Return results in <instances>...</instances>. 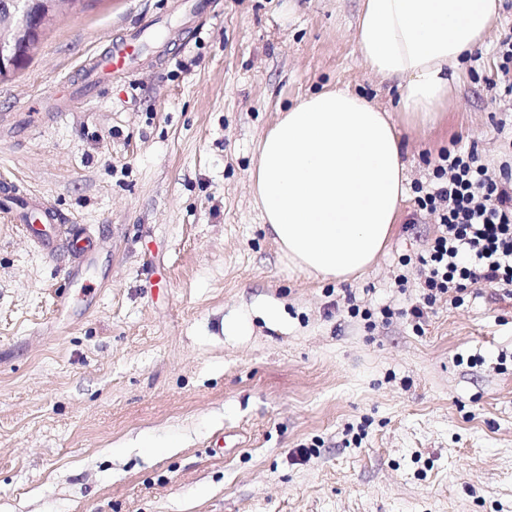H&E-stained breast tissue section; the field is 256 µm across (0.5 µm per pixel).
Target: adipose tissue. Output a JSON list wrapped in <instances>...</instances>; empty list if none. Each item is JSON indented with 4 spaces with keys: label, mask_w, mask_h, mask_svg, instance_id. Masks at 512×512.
Here are the masks:
<instances>
[{
    "label": "adipose tissue",
    "mask_w": 512,
    "mask_h": 512,
    "mask_svg": "<svg viewBox=\"0 0 512 512\" xmlns=\"http://www.w3.org/2000/svg\"><path fill=\"white\" fill-rule=\"evenodd\" d=\"M499 7L500 0H363L361 60L399 81L398 109L408 125L434 119ZM250 180L262 221L293 266L347 280L387 246L407 177L387 111L330 90L280 113L259 142Z\"/></svg>",
    "instance_id": "ef3b65f1"
}]
</instances>
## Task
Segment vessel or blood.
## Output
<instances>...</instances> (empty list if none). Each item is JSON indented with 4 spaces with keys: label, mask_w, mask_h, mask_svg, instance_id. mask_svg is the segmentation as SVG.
Listing matches in <instances>:
<instances>
[{
    "label": "vessel or blood",
    "mask_w": 512,
    "mask_h": 512,
    "mask_svg": "<svg viewBox=\"0 0 512 512\" xmlns=\"http://www.w3.org/2000/svg\"><path fill=\"white\" fill-rule=\"evenodd\" d=\"M152 36L147 26L136 25L130 34L113 43L105 54L90 58L84 65L85 81L80 88L65 87L52 98L54 113L71 111L76 102L87 100L94 94L103 76L116 79L126 78L131 71V63L145 53ZM0 205L4 206L13 223L48 253H55L56 246L46 234L48 224H63L64 218L48 203L44 196L31 193L17 195L9 183L0 184Z\"/></svg>",
    "instance_id": "vessel-or-blood-1"
}]
</instances>
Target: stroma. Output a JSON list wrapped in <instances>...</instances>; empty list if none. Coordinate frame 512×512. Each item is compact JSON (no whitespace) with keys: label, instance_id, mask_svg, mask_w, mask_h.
Here are the masks:
<instances>
[{"label":"stroma","instance_id":"1","mask_svg":"<svg viewBox=\"0 0 512 512\" xmlns=\"http://www.w3.org/2000/svg\"><path fill=\"white\" fill-rule=\"evenodd\" d=\"M191 2L76 0L0 80V175L95 242L68 282L65 248L0 216V512H512V298L405 314L437 231L416 186L451 144L493 163L512 139L494 83L512 0L435 122L401 126L398 221L346 281L289 263L249 169L315 92L400 121L358 53L362 0ZM143 19L162 39L125 83L40 118Z\"/></svg>","mask_w":512,"mask_h":512}]
</instances>
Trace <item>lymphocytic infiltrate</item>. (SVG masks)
Returning <instances> with one entry per match:
<instances>
[{
  "mask_svg": "<svg viewBox=\"0 0 512 512\" xmlns=\"http://www.w3.org/2000/svg\"><path fill=\"white\" fill-rule=\"evenodd\" d=\"M418 206L436 215L438 230L419 258L414 321L444 298L456 304L486 287L512 293V142L495 167L474 146L442 151Z\"/></svg>",
  "mask_w": 512,
  "mask_h": 512,
  "instance_id": "1",
  "label": "lymphocytic infiltrate"
}]
</instances>
